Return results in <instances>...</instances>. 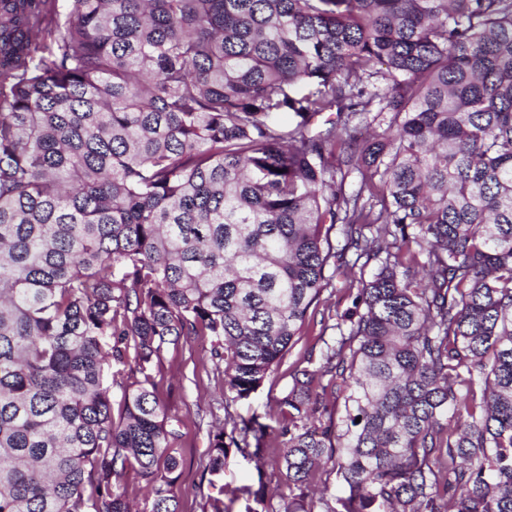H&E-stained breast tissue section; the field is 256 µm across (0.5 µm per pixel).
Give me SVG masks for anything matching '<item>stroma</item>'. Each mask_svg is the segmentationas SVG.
Here are the masks:
<instances>
[{"label": "stroma", "mask_w": 512, "mask_h": 512, "mask_svg": "<svg viewBox=\"0 0 512 512\" xmlns=\"http://www.w3.org/2000/svg\"><path fill=\"white\" fill-rule=\"evenodd\" d=\"M321 311H309L302 340L291 349L284 364L273 369L257 393L249 400L233 403L232 412L245 417L258 416L261 423L275 425V405L291 382L289 365L309 349H321ZM210 339L198 336L169 349L153 373L161 400L171 414L181 421L180 438L173 443V453L181 462V475L176 493L181 512H201L208 486L201 480L209 447V430L215 419L223 417L219 407L220 381L210 360ZM281 479L273 458H266L263 467L240 453L228 455L224 464V482L229 488H257L259 482L276 485Z\"/></svg>", "instance_id": "stroma-1"}]
</instances>
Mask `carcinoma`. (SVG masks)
<instances>
[{
    "mask_svg": "<svg viewBox=\"0 0 512 512\" xmlns=\"http://www.w3.org/2000/svg\"><path fill=\"white\" fill-rule=\"evenodd\" d=\"M339 275L201 512L232 446L246 512H512V0H0V512H179L152 368L208 336L248 399ZM336 288L330 295V290L322 296L323 301L313 310L310 308L308 313V321L304 328V336L302 340L291 349L287 354L284 362L278 367L273 369L263 382V385L259 388L257 393L252 395L248 401H241L233 403L230 411L232 413L240 414L246 418L254 415L259 417V421L264 424H268L273 428H278L275 415L276 400L280 398L285 391L288 390V385L291 382L289 376V366L299 357H301L305 351L313 347L314 356H317L321 347L323 346L321 340V323L323 312L327 318V305H331V309H338L339 312L352 306V300L356 294L354 289L351 294L346 288H342L343 279L336 278ZM325 298H328V302H324ZM120 370V374L116 375L115 381H112L111 399H112V414L114 418H118L121 412L122 403V386L134 381L136 378L140 379L141 375L130 369L128 365L115 366L113 364V372ZM224 484L230 489L251 488L255 491L258 488L255 463L243 458L240 453L232 451L224 464Z\"/></svg>",
    "mask_w": 512,
    "mask_h": 512,
    "instance_id": "obj_1",
    "label": "carcinoma"
}]
</instances>
